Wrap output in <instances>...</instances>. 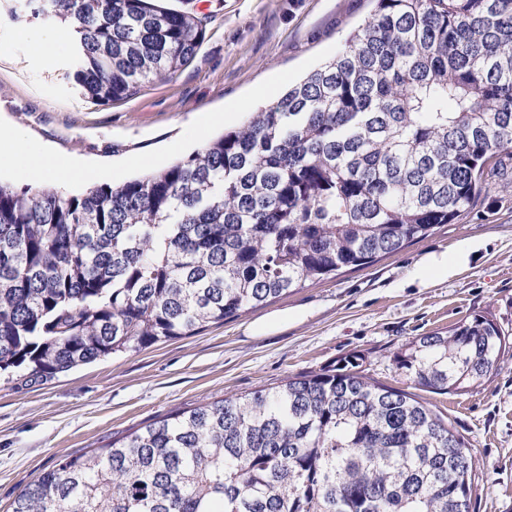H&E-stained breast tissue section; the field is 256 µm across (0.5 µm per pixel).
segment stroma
<instances>
[{"label": "stroma", "mask_w": 512, "mask_h": 512, "mask_svg": "<svg viewBox=\"0 0 512 512\" xmlns=\"http://www.w3.org/2000/svg\"><path fill=\"white\" fill-rule=\"evenodd\" d=\"M201 19L204 41L173 77L131 97L98 104L75 80L71 40L51 51L11 55L25 33L53 30L26 0L0 7V127L28 147L75 159L81 194L156 172L216 135L240 127L290 84L335 57L373 12L374 0H167ZM447 259L431 275L432 259ZM284 312L286 325L253 334ZM492 315L512 337V179L455 224H445L374 264L306 283L264 306L201 332L54 376L20 371L0 379V512L62 459L103 448L180 410L271 389L355 353L370 381L415 394L471 448L470 512H512V350L480 385L447 393L419 387L396 352L419 336Z\"/></svg>", "instance_id": "stroma-1"}]
</instances>
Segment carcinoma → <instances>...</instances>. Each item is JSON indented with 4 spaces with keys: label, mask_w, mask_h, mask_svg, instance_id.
I'll return each mask as SVG.
<instances>
[{
    "label": "carcinoma",
    "mask_w": 512,
    "mask_h": 512,
    "mask_svg": "<svg viewBox=\"0 0 512 512\" xmlns=\"http://www.w3.org/2000/svg\"><path fill=\"white\" fill-rule=\"evenodd\" d=\"M97 103L172 77L201 22L153 0H37ZM335 57L167 168L82 194L0 183V373L191 336L469 214L512 160V0H375ZM508 340L476 315L396 355L468 391ZM351 354L60 462L12 512H470L472 456Z\"/></svg>",
    "instance_id": "obj_1"
}]
</instances>
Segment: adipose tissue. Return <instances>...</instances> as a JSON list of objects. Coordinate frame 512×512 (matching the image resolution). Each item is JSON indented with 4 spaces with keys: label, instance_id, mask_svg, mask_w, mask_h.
Segmentation results:
<instances>
[{
    "label": "adipose tissue",
    "instance_id": "adipose-tissue-1",
    "mask_svg": "<svg viewBox=\"0 0 512 512\" xmlns=\"http://www.w3.org/2000/svg\"><path fill=\"white\" fill-rule=\"evenodd\" d=\"M26 139L22 133H14L0 140V161L13 164L18 177L30 183H49L57 172L66 171L74 179L82 178L84 169L80 165H65L62 160L48 152L30 153L25 149Z\"/></svg>",
    "mask_w": 512,
    "mask_h": 512
}]
</instances>
